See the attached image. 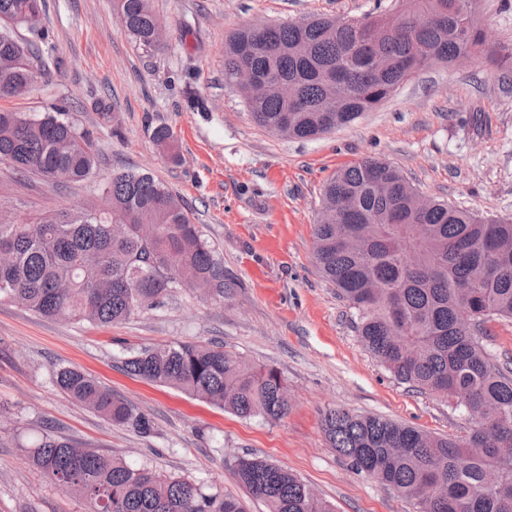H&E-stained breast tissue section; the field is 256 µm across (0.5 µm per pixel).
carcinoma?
<instances>
[{
	"instance_id": "carcinoma-1",
	"label": "carcinoma",
	"mask_w": 512,
	"mask_h": 512,
	"mask_svg": "<svg viewBox=\"0 0 512 512\" xmlns=\"http://www.w3.org/2000/svg\"><path fill=\"white\" fill-rule=\"evenodd\" d=\"M398 25L372 47L363 21L316 18L275 24L266 46L248 29L225 42L224 77L243 65L265 84L291 82L298 101L243 90L253 121L283 136L309 139L354 121L418 70L423 45L452 62L483 44L474 15L458 0H395ZM44 0H0V98L30 91L40 27L22 42L14 35L24 10ZM124 32L146 54L163 47L150 0H116ZM0 160L48 181L81 182L94 174L85 132L55 115L0 110ZM353 203L336 212V196ZM395 167L364 158L325 184L314 226L320 272L353 313L357 336L398 381L448 401L469 418L466 435L438 437L389 419L333 408L323 416L336 451L358 473L392 487L417 512H512V364L494 363L480 336L494 318L512 320V219H488L444 201L427 207ZM99 209L59 211L29 221L0 220V249L13 255L0 268V298L43 317L123 323L157 307L179 287L175 267L195 280L203 299L234 288L224 260L207 242L191 211L149 173L120 172L104 188ZM136 280L140 287L128 288ZM468 314L475 330L462 326ZM124 370L181 391L240 417L282 419L288 413L278 370L250 365L212 342L163 344L131 352ZM56 386L115 426L154 430L144 412L70 367L54 372ZM507 416L493 424L470 411ZM32 464L50 481L69 486L91 512H247L213 486L135 467L113 455L77 448L44 433L29 448ZM238 481L266 512H333L296 475L263 459L242 457Z\"/></svg>"
}]
</instances>
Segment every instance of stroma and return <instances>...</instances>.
Returning a JSON list of instances; mask_svg holds the SVG:
<instances>
[{"instance_id": "35a3bbf8", "label": "stroma", "mask_w": 512, "mask_h": 512, "mask_svg": "<svg viewBox=\"0 0 512 512\" xmlns=\"http://www.w3.org/2000/svg\"><path fill=\"white\" fill-rule=\"evenodd\" d=\"M377 0H151L167 42L154 54L123 32L114 0H45L48 68L33 90L0 109L61 113L88 132L98 160L85 181L59 185L11 175L0 162V209L21 218L102 207L112 174L146 171L193 212L235 284L224 299L187 288L110 327L39 316L0 299V512H90L85 500L29 462L40 432L205 484L265 512L239 484L240 457L288 468L334 512H416L394 489L356 473L330 448L326 409L380 415L433 435L469 423L443 399L399 382L362 345L351 313L320 273L313 247L324 185L372 157L423 195L482 217L512 219V0H477L485 46L470 62L420 69L372 111L314 139L255 124L224 77V44L255 23L316 15L363 18ZM202 107L189 106L185 89ZM174 135L178 160L153 140ZM208 339L247 363L275 367L290 410L278 421L240 419L173 387L129 376L132 351ZM84 372L154 420L149 436L113 426L59 390L56 365Z\"/></svg>"}]
</instances>
